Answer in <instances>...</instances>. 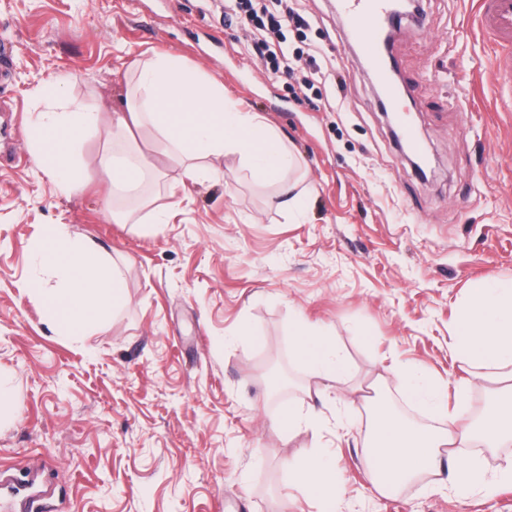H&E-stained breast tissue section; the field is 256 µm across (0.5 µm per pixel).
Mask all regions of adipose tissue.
I'll list each match as a JSON object with an SVG mask.
<instances>
[{
    "instance_id": "1",
    "label": "adipose tissue",
    "mask_w": 512,
    "mask_h": 512,
    "mask_svg": "<svg viewBox=\"0 0 512 512\" xmlns=\"http://www.w3.org/2000/svg\"><path fill=\"white\" fill-rule=\"evenodd\" d=\"M138 78L121 101L113 125L120 156H107L111 171L107 196L130 194L121 212L126 224L141 223L145 188L155 176L140 150L129 141L131 127L149 128L156 141L182 165L190 178H223L208 158L235 154L243 169L264 179L280 176L297 166L298 156L280 133L256 113L238 111L224 96L223 83L207 77L180 56L168 53L137 61ZM103 116L69 103L64 112H42L31 122L29 142L44 160L47 171L64 190L81 189L86 177L74 172L72 147ZM34 250L60 279L56 288L31 289L32 298L46 309L48 318L63 332L78 335L102 323L123 298V281L106 253L72 237L66 226L52 225ZM461 361L473 368H512V285L498 287L486 280L474 282L469 300L455 326ZM297 354L316 376L341 378L343 356L318 330L301 327ZM470 428L448 422L439 431H425L397 418H380L365 435L362 446L379 489L391 492L417 473L440 462L443 448L469 443Z\"/></svg>"
}]
</instances>
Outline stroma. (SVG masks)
Wrapping results in <instances>:
<instances>
[{
  "mask_svg": "<svg viewBox=\"0 0 512 512\" xmlns=\"http://www.w3.org/2000/svg\"><path fill=\"white\" fill-rule=\"evenodd\" d=\"M479 0H421L393 44L411 112L437 165L421 178L398 150L336 0H292L290 71L251 51L233 0H0V42L16 46L0 80V512L38 493L50 512H323L295 473L317 452L336 465L335 512H512V444L465 447L491 487L457 494L449 465L379 491L360 451L373 408L436 426L392 376L404 366L440 386L458 424L512 385L462 365L454 328L469 288L512 284V82L481 31ZM315 50L310 65L307 50ZM176 53L258 113L301 156L305 207L278 185L212 159L225 180L187 178L136 138L158 177L153 235L112 219L105 196L112 126L73 148L89 182L68 193L28 146L37 93L60 80L68 100L108 119L142 54ZM67 225L116 263L123 305L84 336L58 331L26 292L51 273L34 260L46 228ZM343 350V383L295 354L301 323ZM287 381L275 394L268 377ZM322 397L308 396L312 386ZM317 423L288 434L289 408Z\"/></svg>",
  "mask_w": 512,
  "mask_h": 512,
  "instance_id": "obj_1",
  "label": "stroma"
}]
</instances>
